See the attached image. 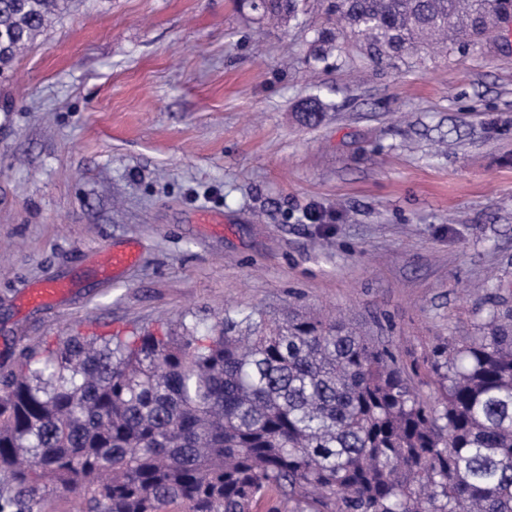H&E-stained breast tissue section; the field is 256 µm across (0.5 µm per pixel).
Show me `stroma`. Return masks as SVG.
Returning a JSON list of instances; mask_svg holds the SVG:
<instances>
[{"mask_svg":"<svg viewBox=\"0 0 512 512\" xmlns=\"http://www.w3.org/2000/svg\"><path fill=\"white\" fill-rule=\"evenodd\" d=\"M237 0H72L0 69V371L28 346L297 308L417 368L512 308V47L373 61ZM331 87L316 127L295 105ZM140 259L100 274L107 249ZM70 280L56 303L33 284Z\"/></svg>","mask_w":512,"mask_h":512,"instance_id":"obj_1","label":"stroma"}]
</instances>
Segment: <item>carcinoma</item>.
<instances>
[{
	"instance_id": "carcinoma-1",
	"label": "carcinoma",
	"mask_w": 512,
	"mask_h": 512,
	"mask_svg": "<svg viewBox=\"0 0 512 512\" xmlns=\"http://www.w3.org/2000/svg\"><path fill=\"white\" fill-rule=\"evenodd\" d=\"M70 0H0V66ZM259 24L302 0H240ZM325 59L355 39L374 60L446 52L506 30L512 0H333ZM319 95L295 112L319 125ZM441 403L385 347L290 311L227 316L207 333L67 336L0 374V512H512V311L435 345Z\"/></svg>"
}]
</instances>
